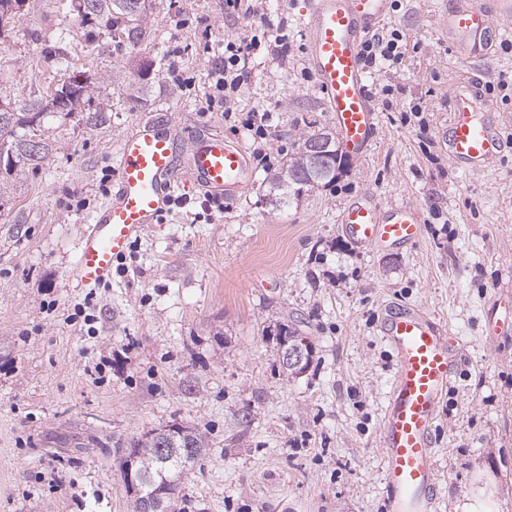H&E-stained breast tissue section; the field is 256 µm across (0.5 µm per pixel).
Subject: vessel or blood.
Listing matches in <instances>:
<instances>
[{"label": "vessel or blood", "mask_w": 512, "mask_h": 512, "mask_svg": "<svg viewBox=\"0 0 512 512\" xmlns=\"http://www.w3.org/2000/svg\"><path fill=\"white\" fill-rule=\"evenodd\" d=\"M393 11V0H308L304 12L307 63L352 157L369 151L377 127L361 46ZM501 16H512V0H443L437 23L455 56L474 63L490 57ZM450 114V161L471 174L491 167L500 130L476 84L457 86ZM184 184L233 199L254 188L255 173L242 143L219 134L196 143L189 167L179 169L173 125L139 122L119 144L111 200L81 236L76 281L84 287L110 283L132 240L157 222ZM339 222L349 239L372 248H410L423 234L419 210L407 201L385 207L363 196L343 208ZM380 333L393 359L379 435L386 512H437L439 408L465 354L447 324L419 305L386 306Z\"/></svg>", "instance_id": "obj_1"}]
</instances>
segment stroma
I'll return each mask as SVG.
<instances>
[{"label": "stroma", "instance_id": "stroma-1", "mask_svg": "<svg viewBox=\"0 0 512 512\" xmlns=\"http://www.w3.org/2000/svg\"><path fill=\"white\" fill-rule=\"evenodd\" d=\"M440 0H404L391 23L406 38L400 65L369 74L376 140L335 183L291 206L269 204L267 179L300 136L331 121L306 63L305 0H266L267 23L288 22L287 62L258 57L232 117L205 109L209 55L251 21L224 0H154L148 36L118 49L108 33L25 0L0 28V100L46 90L55 50L87 72L98 121L48 118L53 149L37 172L0 190V512H132L119 467L131 439L171 425L203 431L182 512H386L379 429L392 371L378 326L386 305L437 314L468 362L440 409L437 512L469 495L512 512V333L487 341L495 300L512 285V20L501 47L459 61L437 33ZM149 60V80L138 63ZM178 66L195 80L167 77ZM491 87L503 151L469 174L448 159L449 92ZM421 103L415 118L408 108ZM267 113L254 139L248 111ZM147 114L170 117L184 143L212 133L242 142L250 193L209 215L202 191L135 240L111 284L72 278L80 234L109 199L104 169ZM87 200L68 209L70 193ZM415 201L425 215L410 250L354 244L338 216L354 198ZM313 344L310 368L288 375L279 329L290 320Z\"/></svg>", "mask_w": 512, "mask_h": 512}]
</instances>
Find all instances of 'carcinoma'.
Listing matches in <instances>:
<instances>
[{
    "mask_svg": "<svg viewBox=\"0 0 512 512\" xmlns=\"http://www.w3.org/2000/svg\"><path fill=\"white\" fill-rule=\"evenodd\" d=\"M59 9L75 13L84 23L108 31L119 39L118 45L134 48L144 37L154 3L153 0H59ZM70 81L73 89L65 96L58 88L44 97L28 98L9 112L0 111V182L25 171L35 172L44 164L49 156L44 124L47 115L81 114L84 106L92 101L88 81L80 82L76 75L71 76ZM35 138L40 143L37 151L32 148ZM318 143L326 147L327 168L323 170L315 169L310 155V148ZM346 161L347 155L332 130L324 127L303 136L280 172L272 177V203L277 208H284L299 199L302 193L335 182ZM182 430L185 435L165 444L153 435L130 443L138 460L137 466L153 479L155 487L167 492H178L186 466L191 463L181 449L191 446L204 454L208 448L205 437L197 429L184 426Z\"/></svg>",
    "mask_w": 512,
    "mask_h": 512,
    "instance_id": "obj_1",
    "label": "carcinoma"
}]
</instances>
